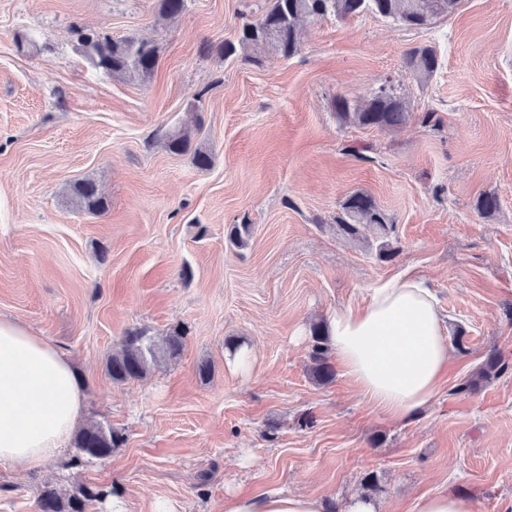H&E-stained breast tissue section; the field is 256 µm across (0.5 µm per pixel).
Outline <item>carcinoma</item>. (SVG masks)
Listing matches in <instances>:
<instances>
[{"instance_id": "1", "label": "carcinoma", "mask_w": 512, "mask_h": 512, "mask_svg": "<svg viewBox=\"0 0 512 512\" xmlns=\"http://www.w3.org/2000/svg\"><path fill=\"white\" fill-rule=\"evenodd\" d=\"M460 0H270L267 10L259 17L244 22L237 40L208 45L205 52L232 57L240 49L253 48L269 57L287 59L300 50L298 31L309 21L333 14L339 19L369 12L393 20L409 29H428L441 18L453 14ZM77 42L84 58L97 70L109 77L146 80L155 71L158 60L157 47L148 41L133 38L113 39L93 30L77 29ZM407 68L421 79L430 78L438 67L436 51L428 46L415 47L406 52ZM336 115L344 123L390 130L406 123L411 113L404 101L390 86L380 88L366 103L353 104L348 99L334 100ZM165 149L173 155H189L200 169L211 167L213 158L208 149L193 145L191 135L173 131L165 135ZM71 192L79 206L90 214H101L109 208L96 184L81 180L72 185ZM500 207L497 194L488 192L478 196L476 211L483 218L492 217ZM336 223L342 234L359 239L364 230L376 231L382 242L377 254L385 260L392 259L400 247L393 245L390 233L393 225L376 200L363 191L348 195L341 205V215ZM252 233L249 224H231L227 228L229 241L243 247ZM308 372L312 380L326 385L336 378V369L330 359L326 326L321 322L309 328ZM187 331L180 327L171 329L165 336L164 350L175 358L183 350ZM154 337L145 327L125 331L119 339V349L107 361V370L115 384H124L144 378L156 361ZM512 375V362L491 349L473 375L460 382L454 389L465 393L504 376ZM124 443V436L107 424L91 422L79 430L73 440L71 465L80 466L92 460L110 457L114 449ZM112 495L106 489L79 486L74 491L62 493L55 487H45L36 498L37 512H85L88 502L105 500Z\"/></svg>"}]
</instances>
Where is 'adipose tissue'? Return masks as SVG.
I'll return each mask as SVG.
<instances>
[{"instance_id": "obj_1", "label": "adipose tissue", "mask_w": 512, "mask_h": 512, "mask_svg": "<svg viewBox=\"0 0 512 512\" xmlns=\"http://www.w3.org/2000/svg\"><path fill=\"white\" fill-rule=\"evenodd\" d=\"M331 349L362 395L388 417L411 418L436 395L450 351L429 281L404 272L372 288L365 305L327 323ZM84 394L47 338L0 317V464L37 468L77 427ZM322 499L281 493L224 498V512H325Z\"/></svg>"}]
</instances>
